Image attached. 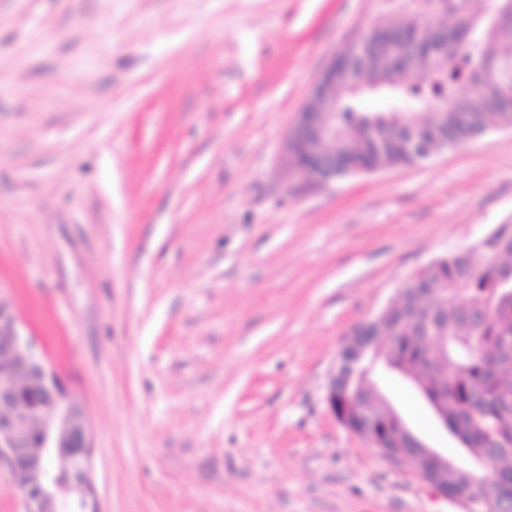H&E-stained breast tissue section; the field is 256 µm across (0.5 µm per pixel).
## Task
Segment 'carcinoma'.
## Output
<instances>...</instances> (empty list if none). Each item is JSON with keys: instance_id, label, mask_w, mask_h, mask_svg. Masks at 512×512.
Wrapping results in <instances>:
<instances>
[{"instance_id": "carcinoma-1", "label": "carcinoma", "mask_w": 512, "mask_h": 512, "mask_svg": "<svg viewBox=\"0 0 512 512\" xmlns=\"http://www.w3.org/2000/svg\"><path fill=\"white\" fill-rule=\"evenodd\" d=\"M465 20L472 35L460 41L456 22L448 27V42L436 59L420 58L417 74L406 76L388 65L366 71L369 89L346 93L336 100V177L362 169L404 167L416 163L406 142L410 134L425 137L448 133L455 148L502 125L512 124V112L497 107L494 94L512 87V19L495 26L483 19L479 0ZM469 97L472 111L457 112L459 96ZM379 108L367 111L365 99ZM466 249L448 255V263L433 275L438 292L421 286L414 272L389 311L375 322L354 330L358 348L345 349L336 376V421L351 431L382 435L387 428L388 401L377 374L384 363L410 376L428 397L448 399V428L459 430L470 445V467L448 470L444 487L454 498L473 490L486 463L500 466L475 493V512H495L496 484L512 493V238L507 259L489 257L469 265ZM448 337V349L432 352L430 343Z\"/></svg>"}]
</instances>
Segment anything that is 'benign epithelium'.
I'll return each instance as SVG.
<instances>
[{"label":"benign epithelium","mask_w":512,"mask_h":512,"mask_svg":"<svg viewBox=\"0 0 512 512\" xmlns=\"http://www.w3.org/2000/svg\"><path fill=\"white\" fill-rule=\"evenodd\" d=\"M433 13L459 16L470 4L466 0H429ZM445 29L431 25L415 33L397 32L387 23L376 28L375 39H357L348 55L331 59L314 82L310 103L299 112L287 143L288 163L299 182L327 186L336 180L335 147L329 138L336 98L364 80L363 64L383 54L401 69H408L412 52L404 42L423 51L440 39ZM440 141L416 137L410 148L418 161L443 148ZM507 228L498 237L482 241L476 252H496L503 245ZM407 435L418 455L439 459L442 467L456 465L429 447L400 421L386 435ZM91 446L85 408L73 397L58 373L41 360L32 337L24 335L11 307L0 302V467L8 470L12 488L24 501L26 512H66L70 502L84 512H99L90 478Z\"/></svg>","instance_id":"benign-epithelium-1"}]
</instances>
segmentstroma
Instances as JSON below:
<instances>
[{
	"instance_id": "35a3bbf8",
	"label": "stroma",
	"mask_w": 512,
	"mask_h": 512,
	"mask_svg": "<svg viewBox=\"0 0 512 512\" xmlns=\"http://www.w3.org/2000/svg\"><path fill=\"white\" fill-rule=\"evenodd\" d=\"M425 0H0V301L83 401L100 512H468L333 418L348 333L512 224V127L301 189L322 68ZM385 393L453 451L403 380Z\"/></svg>"
}]
</instances>
